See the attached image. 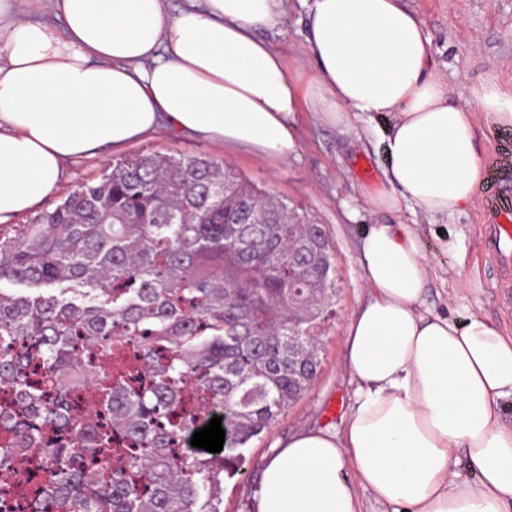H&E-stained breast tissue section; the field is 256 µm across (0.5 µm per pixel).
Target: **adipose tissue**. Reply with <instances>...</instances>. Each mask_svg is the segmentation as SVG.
I'll return each mask as SVG.
<instances>
[{"instance_id": "adipose-tissue-1", "label": "adipose tissue", "mask_w": 512, "mask_h": 512, "mask_svg": "<svg viewBox=\"0 0 512 512\" xmlns=\"http://www.w3.org/2000/svg\"><path fill=\"white\" fill-rule=\"evenodd\" d=\"M285 15L284 0H47L21 17L0 0V221L51 192L66 163L162 127L288 161L304 109L346 127L386 118L375 209L463 213L479 120L511 128L512 94L490 77L450 100L404 0H309L313 73L299 85L258 35ZM360 248L368 298L344 332L354 404L342 432L274 449L255 512H362L361 487L389 512H512V336L428 309L411 225H370ZM462 453L476 483L454 470Z\"/></svg>"}]
</instances>
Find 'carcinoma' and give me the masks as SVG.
Returning a JSON list of instances; mask_svg holds the SVG:
<instances>
[{
    "instance_id": "cac0c4a2",
    "label": "carcinoma",
    "mask_w": 512,
    "mask_h": 512,
    "mask_svg": "<svg viewBox=\"0 0 512 512\" xmlns=\"http://www.w3.org/2000/svg\"><path fill=\"white\" fill-rule=\"evenodd\" d=\"M261 208L268 224H253ZM326 278L294 289L288 248ZM322 225L208 157L128 155L0 225V492L30 512H222V476L309 387L336 296ZM95 362L80 360L77 344ZM224 410L235 455L178 448Z\"/></svg>"
}]
</instances>
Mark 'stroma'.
Masks as SVG:
<instances>
[{
  "label": "stroma",
  "mask_w": 512,
  "mask_h": 512,
  "mask_svg": "<svg viewBox=\"0 0 512 512\" xmlns=\"http://www.w3.org/2000/svg\"><path fill=\"white\" fill-rule=\"evenodd\" d=\"M425 22L433 70L458 95L495 77L512 93V0H406ZM307 8L287 0L283 25L260 30V37L287 55L288 72L299 81L312 74L305 42ZM370 117L352 126H333L305 111L298 126L299 150L281 162L245 146H221L193 136L160 131L107 157L67 164L58 188L38 200L35 211L57 204L79 184L98 178L107 163L138 152L206 156L276 195L298 212L323 224L334 250L336 302L320 341L317 378L277 423L245 450L242 472L224 482L223 512H253L260 472L272 449L306 430L338 431L354 402L356 381L345 369L344 329L365 301L359 242L370 224H412L428 254L427 305L457 320L480 316L512 336V290L502 285L499 267L484 251L479 202L452 217L426 219L404 208L375 210L371 195L383 185L386 155Z\"/></svg>",
  "instance_id": "stroma-1"
}]
</instances>
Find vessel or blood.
Instances as JSON below:
<instances>
[{"label":"vessel or blood","instance_id":"1","mask_svg":"<svg viewBox=\"0 0 512 512\" xmlns=\"http://www.w3.org/2000/svg\"><path fill=\"white\" fill-rule=\"evenodd\" d=\"M485 244L502 271L512 272V154L498 153L485 163L478 188Z\"/></svg>","mask_w":512,"mask_h":512}]
</instances>
